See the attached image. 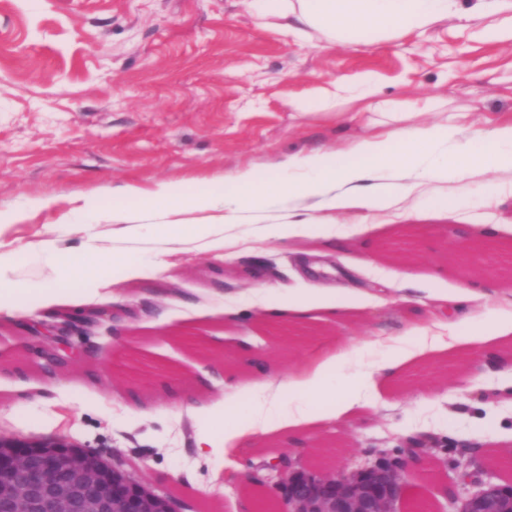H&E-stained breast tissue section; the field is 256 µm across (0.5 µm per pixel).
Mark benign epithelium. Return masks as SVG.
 Returning a JSON list of instances; mask_svg holds the SVG:
<instances>
[{
	"label": "benign epithelium",
	"instance_id": "benign-epithelium-1",
	"mask_svg": "<svg viewBox=\"0 0 512 512\" xmlns=\"http://www.w3.org/2000/svg\"><path fill=\"white\" fill-rule=\"evenodd\" d=\"M112 311L96 308L73 318L30 324L38 347L37 366L47 375L58 369L52 358L68 362L77 356L74 336L114 334ZM248 479L260 483L276 478L283 491L285 512H396L401 496L405 458L362 467L350 475L312 472L290 458L261 465ZM138 467L108 459L57 438L31 441L0 437V512H180L170 497L155 494L137 475ZM454 512H512V483L480 482L461 499L448 497Z\"/></svg>",
	"mask_w": 512,
	"mask_h": 512
}]
</instances>
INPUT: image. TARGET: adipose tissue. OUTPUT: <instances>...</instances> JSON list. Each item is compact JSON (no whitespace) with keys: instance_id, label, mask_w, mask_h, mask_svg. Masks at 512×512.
Masks as SVG:
<instances>
[{"instance_id":"adipose-tissue-1","label":"adipose tissue","mask_w":512,"mask_h":512,"mask_svg":"<svg viewBox=\"0 0 512 512\" xmlns=\"http://www.w3.org/2000/svg\"><path fill=\"white\" fill-rule=\"evenodd\" d=\"M262 16L288 18L289 31L319 30L336 42L369 46L408 33H421L447 18L457 0H252ZM377 83L367 73L331 83L314 97L292 101L297 112L341 105L350 100L371 102ZM405 112L386 115L384 130L368 134L344 149L329 154L319 150L289 156L290 178L275 185L241 170L217 180L210 189L187 193L174 184L157 185L150 196L138 188H120L119 197L138 203L135 211L101 208L86 200L79 214L91 220L155 225L160 235H190L214 245L220 228L232 224H262L272 234L289 238L311 231L318 212L355 213L396 208L415 196L441 199L442 209H454L459 197L440 194L442 184L462 183L476 172H512V120L494 121L480 134L482 147L473 153L463 148L470 125L464 112L448 113L441 122L420 126L409 123ZM63 272L53 285L22 282L14 278L15 256L0 250V313L14 316L19 298L37 296L44 307L57 304L70 286L95 292L104 284L99 270L86 254H65L53 242H40ZM512 334L493 315L480 325L469 317L449 322L444 336L413 335L410 344L396 342L378 362L367 361V346L320 359L288 379L259 370L255 380L233 386L231 394L210 407L217 432H202L197 452L234 463L241 447L260 434L279 433L295 439L304 428L336 420L359 406L364 389L375 386L378 376L397 378L405 361L404 347L416 354L457 350L468 356L471 347L494 351ZM354 366L340 384L331 378L344 361Z\"/></svg>"}]
</instances>
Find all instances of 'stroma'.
Returning <instances> with one entry per match:
<instances>
[{"label": "stroma", "mask_w": 512, "mask_h": 512, "mask_svg": "<svg viewBox=\"0 0 512 512\" xmlns=\"http://www.w3.org/2000/svg\"><path fill=\"white\" fill-rule=\"evenodd\" d=\"M250 0H0V210L37 202L23 220L0 226V248L14 251L17 278L52 283L55 263L42 240L76 253L95 243L102 274L113 254L148 266L146 276L107 285L105 299L67 289L56 312L80 316L105 306L115 336L74 337L98 357L77 360L49 377L19 369L33 343L24 319L0 314V434L66 438L105 458L138 464L150 487L179 501L183 512H283L276 482L252 484L246 474L270 456L295 453L312 465L316 448L335 449L339 473L398 456L428 442L425 469L412 472L398 503L411 512L422 499L448 512L444 490L456 471L512 483L491 454L512 448V358L485 367L473 353L466 382L453 357H414L398 380L367 392L339 421L307 432L301 446L258 437L239 452L237 475L200 456L196 437L207 426L197 405L245 382L256 363L286 378L298 365L366 339L384 343L429 325L435 296L468 299L492 278L512 304V273L494 254L464 255L468 224L493 227L494 244L512 245V176L472 178L454 210L414 197L389 211L342 218L316 213L319 227L345 229L333 254L321 235L279 240L258 224L226 232L210 251L189 237L161 239L150 225L81 224L83 199L109 208L103 189L132 185L151 194L171 183L192 192L244 169L284 180L289 155L335 151L366 131L362 104L296 112L290 100L311 96L361 73L378 80V101L420 111L467 112L475 127L512 117V41L482 36L485 17L461 16L363 50L339 48L307 31L288 33L283 19L258 18ZM328 266L308 272L307 261ZM355 282L329 290L331 271ZM302 299L309 314L285 336L264 300ZM382 347L374 358L385 354ZM181 398L172 411L168 403Z\"/></svg>", "instance_id": "35a3bbf8"}]
</instances>
